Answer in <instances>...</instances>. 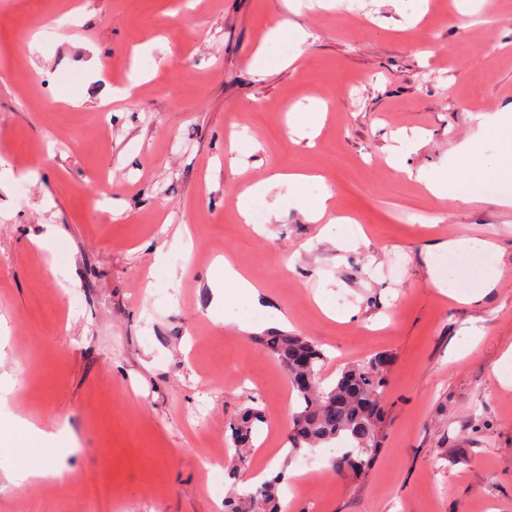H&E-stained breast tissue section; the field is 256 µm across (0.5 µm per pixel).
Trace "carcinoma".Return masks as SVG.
Returning a JSON list of instances; mask_svg holds the SVG:
<instances>
[{"label": "carcinoma", "instance_id": "obj_1", "mask_svg": "<svg viewBox=\"0 0 512 512\" xmlns=\"http://www.w3.org/2000/svg\"><path fill=\"white\" fill-rule=\"evenodd\" d=\"M257 342L278 361L297 392L298 410L285 435L289 453L341 441L348 447L336 456L334 468L360 475L379 446L388 359L376 355L348 366L332 385L324 387L317 366L326 356L308 338L269 331L257 337ZM263 420L260 410L247 408L232 423L234 453L229 464L234 470L248 465L257 426ZM280 481L278 477L248 491L234 493L224 500V512H284Z\"/></svg>", "mask_w": 512, "mask_h": 512}]
</instances>
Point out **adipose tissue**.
Segmentation results:
<instances>
[{
  "label": "adipose tissue",
  "mask_w": 512,
  "mask_h": 512,
  "mask_svg": "<svg viewBox=\"0 0 512 512\" xmlns=\"http://www.w3.org/2000/svg\"><path fill=\"white\" fill-rule=\"evenodd\" d=\"M479 131L476 137L460 142L454 149L449 168L435 172L416 171V180L424 182L430 193L451 203H493L512 208V103L499 111L485 112L478 116ZM495 146L492 154H481V142ZM310 175L299 172L272 170L270 176L248 189L249 194L266 196L274 187L285 185L294 193V202L307 222L323 223L322 234L333 241L339 250L356 248L358 237L340 231V218L331 214L330 190H323L314 202H307L301 193L310 182ZM456 260L442 274L433 276L435 288L451 286V298L461 303L480 301L498 281L497 273L480 268L477 264L482 252L491 248L490 242H480L466 235L448 240L444 244ZM13 431L21 442L18 452L0 449V474L17 484L34 477L55 479L63 476L65 468L55 463L47 454V445L54 434L28 419L16 418ZM40 459L41 468L30 465L31 459Z\"/></svg>",
  "instance_id": "ef3b65f1"
}]
</instances>
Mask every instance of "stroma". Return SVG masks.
<instances>
[{
    "label": "stroma",
    "instance_id": "1",
    "mask_svg": "<svg viewBox=\"0 0 512 512\" xmlns=\"http://www.w3.org/2000/svg\"><path fill=\"white\" fill-rule=\"evenodd\" d=\"M358 7L366 26L345 0H304L296 16L278 0H0V424L69 429L52 444L63 477L0 479V512H88L91 489L120 512H224L235 481L208 459L249 406L265 416L250 469L278 458L307 474L288 512H512V390L494 385L495 369L512 375V210L436 201L405 174L447 167L477 133L474 113L512 101V0H491V26L452 0ZM290 17L313 32L299 67L281 64L287 31L254 76L262 35ZM134 75L143 83L113 101L102 135L103 99ZM319 100V132L293 142ZM404 128L424 138L393 167ZM234 134L256 147L236 167ZM275 167L322 175L366 244L337 250L284 186L277 221L243 224L240 206L267 201L238 199L237 185ZM461 234L493 245L482 262L500 277L479 303L431 283L449 261L440 243ZM224 257L324 351L323 385L390 358L362 474L334 472L318 448L286 455L296 395L254 333L222 323L228 305L267 319L209 279Z\"/></svg>",
    "mask_w": 512,
    "mask_h": 512
}]
</instances>
